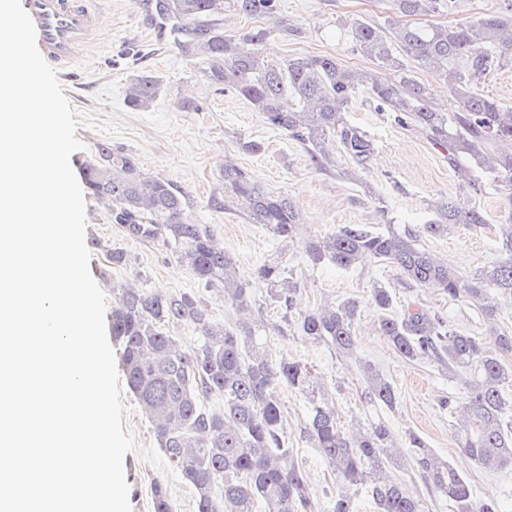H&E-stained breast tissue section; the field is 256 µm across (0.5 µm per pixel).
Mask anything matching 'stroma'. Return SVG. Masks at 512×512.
<instances>
[{
  "label": "stroma",
  "mask_w": 512,
  "mask_h": 512,
  "mask_svg": "<svg viewBox=\"0 0 512 512\" xmlns=\"http://www.w3.org/2000/svg\"><path fill=\"white\" fill-rule=\"evenodd\" d=\"M99 7L103 23L96 36V52L87 58L78 82L66 87L64 94L77 111L113 122L119 131L109 134L84 124L78 127L77 138L89 149L98 143L123 146L139 159L146 173L166 178L184 190L190 198L184 211L189 222L210 225L225 250L237 257L241 270L251 271L270 255H281L288 273L300 284L302 306L324 300H359L356 358H336L326 346L304 342L290 333L269 337L272 358L312 364L320 381L331 390L342 424L381 418L396 435L418 432L439 457L469 479L476 497L496 498L502 512H512V467L486 471L474 463L458 447L454 422L438 405L444 395L465 398L463 383L428 363L397 355L381 335L378 313L368 299L378 282L392 288L395 311L419 301L455 328L478 334L485 327L474 303L450 301L433 288L406 287L397 270L386 263L369 260L348 270L329 263L311 265L300 242L274 240L239 213L217 212L209 206L212 195L222 188L221 170L229 161L273 192L294 199L304 214L303 234H324L343 224H365L376 231L391 225L415 227L429 217L430 203L459 193L458 180L447 160L422 137L391 123L367 94L359 93L349 105L348 119L374 143L361 181L316 170L299 144L283 131L270 128L234 91L218 90L198 58L178 46L157 44L137 12L136 0H101ZM281 11L296 32L288 37L272 33L265 43L270 58L332 55L352 69H368L372 63L338 39L337 20L388 22L387 0H281ZM144 71L159 77L162 88L148 110L138 111L126 103L125 89L130 79ZM186 99L198 103L199 111L181 109L179 103ZM248 140L264 142L265 152L242 151L240 142ZM86 213L95 226L93 238L101 244L91 252V273L104 266V248L109 245L122 249L128 258L126 266L113 270V280L136 278L146 287L166 293L201 291V284L170 251L126 237L94 200H87ZM423 244L467 277L491 265L498 256L495 234L489 230L453 231L424 238ZM363 362L372 364L391 383L397 398L394 408L375 409L364 402L358 372ZM122 397L127 407L124 428L136 443L124 457L125 470L134 476L129 485L132 512H153L152 491L158 481L165 484L175 512H195L192 487L169 468L137 400L127 390ZM279 401L290 459L306 472L315 512H328L337 480L300 438L308 419V403L301 394L288 390L281 391Z\"/></svg>",
  "instance_id": "obj_1"
}]
</instances>
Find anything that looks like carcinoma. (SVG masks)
I'll use <instances>...</instances> for the list:
<instances>
[{
	"instance_id": "cac0c4a2",
	"label": "carcinoma",
	"mask_w": 512,
	"mask_h": 512,
	"mask_svg": "<svg viewBox=\"0 0 512 512\" xmlns=\"http://www.w3.org/2000/svg\"><path fill=\"white\" fill-rule=\"evenodd\" d=\"M446 7L448 0H389L396 20L385 26L338 20L352 50L373 62L372 68L357 71L331 55L273 60L263 50L271 34L266 27L224 31L223 15L229 12L271 21L283 35L295 32L280 15L279 0H156L175 43L207 64L211 81L233 90L268 125L301 144L314 169L337 166L331 151L335 141L353 162L340 175L360 181L358 171L374 151L372 139L346 117L360 90L403 130L422 136L448 159L462 199L434 202L426 223L385 232L346 224L301 239L302 249L314 266L328 262L350 269L373 258L394 266L410 288L431 287L451 301L477 303L486 326L482 336L454 328L418 301L392 315V289L377 284L370 292L380 312L379 330L397 354L453 377L465 375V401L445 396L440 407L456 419L455 437L464 453L484 469L499 470L512 466V403L504 396V388L512 386V367L501 359V353L512 352V330L498 324L499 297L512 300V213L497 227L499 258L471 279L449 269L421 240L454 228L485 229L486 213L472 203L484 181L512 192V106L474 90L477 80L512 62V3L471 20L426 21ZM403 18L413 22L403 23ZM416 69L431 71L447 84L451 111L433 104L427 86L413 76ZM160 89L154 75L142 73L129 81L125 99L131 108L146 110ZM81 175L87 194L113 223L130 237L162 242L237 315L234 326L227 327L211 320L207 300L198 293L167 295L135 282L112 286L110 327L127 386L160 451L193 488L197 512H255L258 501L265 512H314L302 469L288 461L279 402L283 388L309 401L301 437L340 482L332 512H357L361 492L371 497L376 512H428L429 496L447 499L456 512H498L496 501L476 498L469 480L417 433L410 430L399 439L380 418L345 431L312 367L275 360L266 349L268 334L292 331L342 359L353 358L358 300L297 308L300 285L286 275L280 258L267 259L248 274L241 271L237 258L206 225L184 220L188 195L171 181L145 173L123 147L96 145L82 162ZM211 205L236 211L284 241L301 232L303 214L296 202L233 164H224V196L214 197ZM254 280L269 287L279 321L268 322L252 300ZM491 291L495 296H489ZM175 322L194 325L199 343L188 349L169 334L167 327ZM359 375L366 403L396 406L393 386L372 365H360ZM214 397L223 401L218 411L207 407ZM393 469L418 476L427 493L391 475ZM153 509L173 512L159 482L153 487Z\"/></svg>"
}]
</instances>
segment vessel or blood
Returning a JSON list of instances; mask_svg holds the SVG:
<instances>
[{
    "mask_svg": "<svg viewBox=\"0 0 512 512\" xmlns=\"http://www.w3.org/2000/svg\"><path fill=\"white\" fill-rule=\"evenodd\" d=\"M92 0H22L33 19L44 59L69 83L95 41L103 21Z\"/></svg>",
    "mask_w": 512,
    "mask_h": 512,
    "instance_id": "1",
    "label": "vessel or blood"
}]
</instances>
